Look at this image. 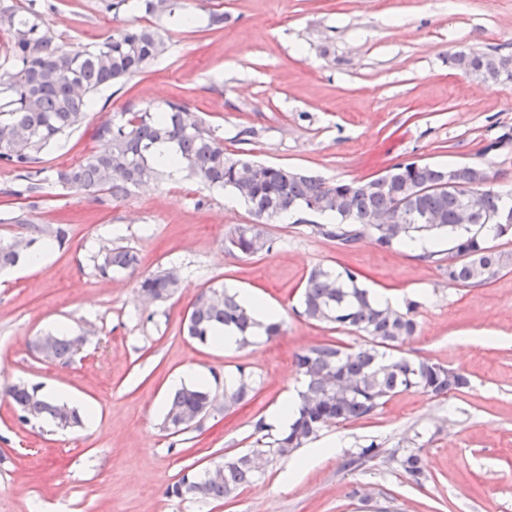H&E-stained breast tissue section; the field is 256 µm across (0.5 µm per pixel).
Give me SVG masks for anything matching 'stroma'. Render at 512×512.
I'll return each instance as SVG.
<instances>
[{
	"label": "stroma",
	"mask_w": 512,
	"mask_h": 512,
	"mask_svg": "<svg viewBox=\"0 0 512 512\" xmlns=\"http://www.w3.org/2000/svg\"><path fill=\"white\" fill-rule=\"evenodd\" d=\"M57 42L90 45L147 19L119 17L101 0H37ZM224 26H208L211 12ZM168 53L118 92L103 90L86 121L43 156L48 171L98 148L96 130L121 113L178 101L216 128L228 152L329 180H360L390 166L479 164L494 188H512V151L486 146L512 129V79L484 81L453 67L473 48L512 56V0H180L176 19L158 22ZM255 138L244 142L241 130ZM24 215L65 224L63 246L35 242L41 264L0 272V387L38 386L92 407L82 426L60 430L21 421L0 397V512H512V267L488 283L449 282L441 269L448 234L432 236L433 260L370 238L342 249L304 222L267 224L276 248L230 256L224 235L252 223L230 191L181 173L121 200L94 201L49 184L36 204L0 194V239L28 236ZM129 247L137 272L103 277L95 257ZM180 267L182 288L144 306L139 275ZM347 268L380 296L419 301L418 329L402 347L460 370V392L407 391L372 416L322 429L335 456L306 466V448L273 463L224 502L166 496L168 485L253 447L255 423L270 418L302 377L295 356L322 343L362 338L299 316L315 266ZM252 292L280 308L282 332L247 348L200 344L183 331L197 293L209 286ZM47 332L85 338L67 362L34 348ZM200 370L216 392L239 371L257 378L254 397L214 412L184 433L162 427L171 380ZM378 444L359 468L350 459ZM419 448L425 480L403 474L397 453Z\"/></svg>",
	"instance_id": "35a3bbf8"
}]
</instances>
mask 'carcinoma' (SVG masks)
Segmentation results:
<instances>
[{
	"instance_id": "1",
	"label": "carcinoma",
	"mask_w": 512,
	"mask_h": 512,
	"mask_svg": "<svg viewBox=\"0 0 512 512\" xmlns=\"http://www.w3.org/2000/svg\"><path fill=\"white\" fill-rule=\"evenodd\" d=\"M178 0H138L137 10L154 18L171 16ZM8 31L7 67L0 70V164L16 172L13 186L4 193L24 200L38 199L44 186L54 181L64 188L82 190L112 199L128 196L134 189L157 183L165 170L154 158L161 144L171 146L173 166L188 179L210 187L229 189L249 208L252 224H240L224 235L225 253L252 256L269 253L275 241L264 225L294 215L300 210L331 219L318 225L324 237L348 247L363 236L384 248L418 237L448 232L453 246L448 262V281L463 285L483 284L512 265V257L488 245V238L509 233L495 221L501 213L512 212V195L486 187L471 224H459L456 211L460 198L442 189L449 173L468 184L476 179L471 169L398 163L370 181H326L285 167L266 165L224 150V139L216 129L179 102L142 112H125L117 122L97 129L99 149L81 163L59 170L50 178L41 166L50 146L77 128L93 102V94L123 85L146 72L167 53L169 45L157 29L131 25L108 35L94 46H66L58 43L45 26L42 11L35 4L19 6L0 0V29ZM452 65L465 74L496 81L512 79V57L478 51H461L451 57ZM406 201L410 217L404 224H375L374 216ZM31 232L63 245L68 231L62 224L30 225ZM33 239L0 243V269L17 265L29 257ZM138 265L137 253L127 247L107 248L98 273L105 277L119 269ZM183 281L176 267L161 268L140 277L137 289L144 303L154 304L171 297ZM421 303L407 300L393 308L361 286L355 273L314 267L300 296L299 314L309 321L336 330L354 331L365 344L359 347L324 343L296 355V366L304 377V390L288 430L273 436L266 433L263 420L255 423L257 447L252 460L245 456L224 461L220 476L186 473L166 489L169 497L223 502L235 498L274 462L288 457L318 437L323 427L366 418L390 398L413 390L434 397H446L469 386L461 372L426 359H412L399 347L415 334V314ZM258 326L254 313L225 288L202 289L186 322L187 335L201 344L214 338L224 327L239 336L238 347L255 344ZM48 360H68L75 352L70 338L43 336ZM252 373L238 370L234 383L224 385V401L203 384L183 387L167 403L163 428L175 434L178 421H190L204 410L229 411L255 391ZM25 419L50 418L67 429L81 423L78 411L39 393L25 384L0 389ZM399 465L409 480L422 484L424 474L417 451L408 450ZM195 491L184 495L186 479Z\"/></svg>"
}]
</instances>
